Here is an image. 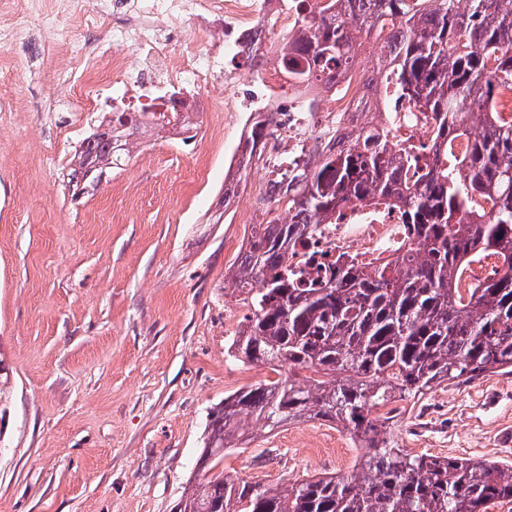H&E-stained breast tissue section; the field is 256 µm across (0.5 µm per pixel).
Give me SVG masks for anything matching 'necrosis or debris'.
<instances>
[{"instance_id": "4bbe7bcc", "label": "necrosis or debris", "mask_w": 512, "mask_h": 512, "mask_svg": "<svg viewBox=\"0 0 512 512\" xmlns=\"http://www.w3.org/2000/svg\"><path fill=\"white\" fill-rule=\"evenodd\" d=\"M6 9L11 34L29 29L37 17L55 42L67 44L69 66L59 86L75 112L94 111L100 90L80 85L79 76L99 70L105 61L112 70L113 95L145 107L164 106L171 87L190 84L214 89L213 111L243 113L245 125L257 115L272 116L274 148L287 157L304 158L333 143L353 141L370 125L363 105L374 93L360 69L345 71L326 87L294 83L271 66H249L253 53H279L274 28H298L297 13L286 0H62L56 11L44 13L33 0H8ZM167 19L181 20V37L193 50L191 61L174 55L141 58L142 49L160 42V23ZM89 27L105 29V47L90 50L75 40L76 31ZM228 58L236 60V67H225ZM382 128L404 146L433 143L429 114L410 103L384 113ZM402 212L388 199L348 204L291 248L288 265L308 287L322 279L326 260L339 255L364 266L391 263L410 248Z\"/></svg>"}]
</instances>
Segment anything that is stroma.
I'll use <instances>...</instances> for the list:
<instances>
[{"label":"stroma","mask_w":512,"mask_h":512,"mask_svg":"<svg viewBox=\"0 0 512 512\" xmlns=\"http://www.w3.org/2000/svg\"><path fill=\"white\" fill-rule=\"evenodd\" d=\"M36 34L0 43V355L12 398L0 452V512H175L203 451L210 409L287 367L235 361L248 312L227 277L252 225L280 204L240 184L247 220L224 207L230 157L247 135L188 88L197 137L155 135L74 197L73 157L111 111L70 118L57 86L67 46ZM409 454L512 465V374L495 372L373 411ZM361 455L337 424L311 419L227 455L225 472L270 485L351 474Z\"/></svg>","instance_id":"35a3bbf8"}]
</instances>
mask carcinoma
<instances>
[{"mask_svg": "<svg viewBox=\"0 0 512 512\" xmlns=\"http://www.w3.org/2000/svg\"><path fill=\"white\" fill-rule=\"evenodd\" d=\"M307 2L294 0L301 25L289 35L292 52L274 64L293 79L330 84L359 63L362 37L377 36L385 51L367 81L390 75L394 85V95L377 105L405 99L432 113L435 146L421 154L369 129L312 163L270 162L269 172L286 186L289 220L254 225L229 272L250 308L232 348L238 361L286 364L308 375L243 387L210 411L197 462L203 477L186 488L176 512H487L512 501V466L410 455L389 437L387 418L371 414L398 396L512 372V124L494 97L512 86V0H325L318 11ZM460 99L470 101L478 122L456 109ZM155 117L117 109L103 118L105 132L84 139L71 175L88 164L112 168ZM271 123L251 126L250 150ZM463 134L471 147L460 165L450 160L448 142ZM376 198L405 208L420 250L394 268L338 257L321 286L300 287L288 271V248L345 205ZM485 198L494 201L489 218L470 210V201ZM486 253L503 271L461 291L459 272ZM10 373L0 356V423ZM316 418L366 449L350 475L279 487L211 473L224 454L253 440L252 425L272 432Z\"/></svg>", "mask_w": 512, "mask_h": 512, "instance_id": "carcinoma-1", "label": "carcinoma"}]
</instances>
